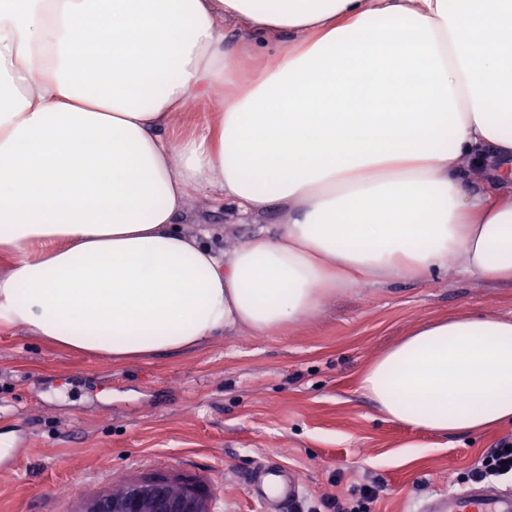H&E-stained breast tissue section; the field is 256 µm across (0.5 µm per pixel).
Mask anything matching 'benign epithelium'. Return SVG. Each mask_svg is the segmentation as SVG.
Masks as SVG:
<instances>
[{
	"label": "benign epithelium",
	"instance_id": "1",
	"mask_svg": "<svg viewBox=\"0 0 512 512\" xmlns=\"http://www.w3.org/2000/svg\"><path fill=\"white\" fill-rule=\"evenodd\" d=\"M77 512H212L195 486L164 477L131 479L83 500Z\"/></svg>",
	"mask_w": 512,
	"mask_h": 512
}]
</instances>
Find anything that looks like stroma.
<instances>
[{
  "mask_svg": "<svg viewBox=\"0 0 512 512\" xmlns=\"http://www.w3.org/2000/svg\"><path fill=\"white\" fill-rule=\"evenodd\" d=\"M277 210L243 218L211 194L183 227L227 249ZM461 256L423 280L359 283L311 319L257 334L240 328L203 348L122 364L0 330V512H76L128 478L199 485L214 512H260L245 478L272 462L302 477L297 506L377 497L365 512H409L432 492L467 486L512 426L440 438L385 419L359 388L364 370L417 326L464 313L512 316V286L468 275Z\"/></svg>",
  "mask_w": 512,
  "mask_h": 512,
  "instance_id": "stroma-1",
  "label": "stroma"
}]
</instances>
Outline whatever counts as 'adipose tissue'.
Masks as SVG:
<instances>
[{"mask_svg": "<svg viewBox=\"0 0 512 512\" xmlns=\"http://www.w3.org/2000/svg\"><path fill=\"white\" fill-rule=\"evenodd\" d=\"M203 190L284 221L218 249L180 226ZM455 253L512 285V0H0V326L144 359ZM360 387L443 436L512 425V318L421 325ZM221 100L222 97L218 103L215 97L201 100L191 111L176 113L168 129L169 136L179 140L197 134L204 119L219 109Z\"/></svg>", "mask_w": 512, "mask_h": 512, "instance_id": "1", "label": "adipose tissue"}]
</instances>
